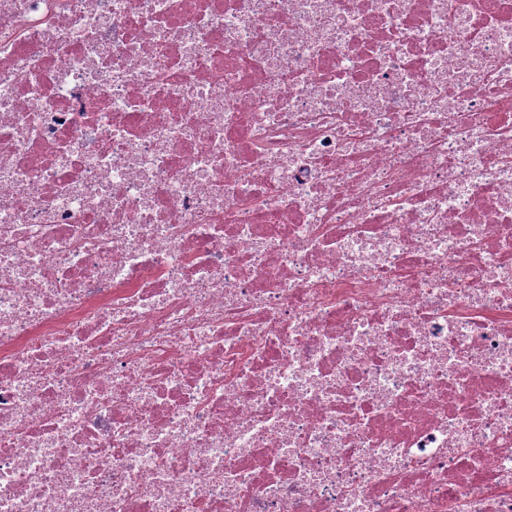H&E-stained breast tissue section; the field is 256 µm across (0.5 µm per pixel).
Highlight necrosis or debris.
<instances>
[{
    "label": "necrosis or debris",
    "instance_id": "4bbe7bcc",
    "mask_svg": "<svg viewBox=\"0 0 512 512\" xmlns=\"http://www.w3.org/2000/svg\"><path fill=\"white\" fill-rule=\"evenodd\" d=\"M0 512H512V0H0Z\"/></svg>",
    "mask_w": 512,
    "mask_h": 512
}]
</instances>
